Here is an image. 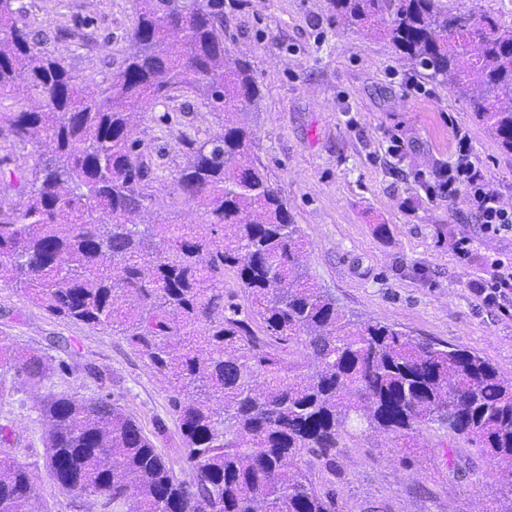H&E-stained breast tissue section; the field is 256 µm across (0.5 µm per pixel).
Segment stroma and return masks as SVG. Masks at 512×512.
<instances>
[{"instance_id": "obj_1", "label": "stroma", "mask_w": 512, "mask_h": 512, "mask_svg": "<svg viewBox=\"0 0 512 512\" xmlns=\"http://www.w3.org/2000/svg\"><path fill=\"white\" fill-rule=\"evenodd\" d=\"M18 4L32 33L84 77L86 91H95L129 49L133 0ZM226 15L231 47L251 59L263 92L259 109L237 119L288 199L312 277L347 313L467 347L511 378L512 298L486 305L472 284L490 277V260L512 262V234L483 232L464 199L432 195L428 187L453 160L455 125L470 135L487 187L512 211V154L476 123L467 100L412 72L389 40L336 27L327 0H244ZM223 123V113L183 92L137 118L134 137L149 165L147 221L199 223L175 178L187 162V141L205 140ZM396 138L403 147L394 155ZM461 237L471 241L465 260L454 250ZM0 339L75 367L73 375L41 383L15 378L11 397L0 401V419H10L29 443L18 459L34 470L50 512H86L44 466L39 407L52 392H110L145 428L166 427L156 445L182 472L168 385L123 338L53 317L0 282ZM338 463L343 512H496L512 494L499 469L468 445H460L458 470L449 472L429 433L411 448L375 435L345 449Z\"/></svg>"}]
</instances>
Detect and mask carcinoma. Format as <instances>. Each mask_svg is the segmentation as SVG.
I'll return each instance as SVG.
<instances>
[{
	"label": "carcinoma",
	"instance_id": "cac0c4a2",
	"mask_svg": "<svg viewBox=\"0 0 512 512\" xmlns=\"http://www.w3.org/2000/svg\"><path fill=\"white\" fill-rule=\"evenodd\" d=\"M0 0V131L33 146L0 186V281L49 314L124 337L170 387L177 477L110 394L47 397L46 469L100 512H342L337 458L373 434L409 447L434 432L495 462L512 487V378L462 346L347 314L308 273L288 200L226 122L189 141L179 193L200 224L144 222L148 166L132 116L173 91L214 111L259 108L250 60L226 45L224 0H135L130 53L95 93ZM332 21L389 39L414 71L462 98L512 153V30L443 0H329ZM467 25L461 43L448 29ZM13 191L25 197L15 206ZM232 278L238 288L224 287ZM72 371L0 345L8 374ZM13 422H0V512H47Z\"/></svg>",
	"mask_w": 512,
	"mask_h": 512
}]
</instances>
